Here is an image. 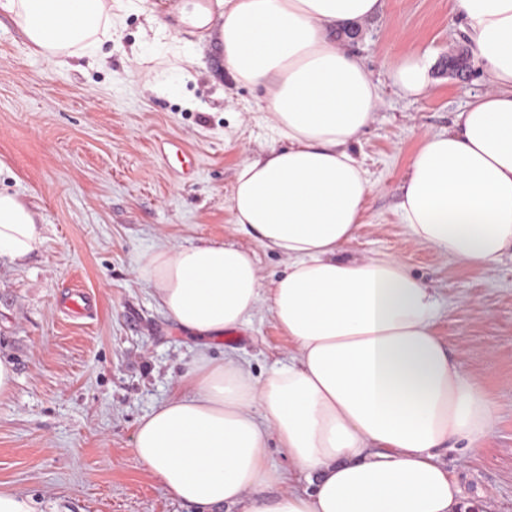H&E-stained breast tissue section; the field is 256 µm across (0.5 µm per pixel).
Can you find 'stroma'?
<instances>
[{
    "mask_svg": "<svg viewBox=\"0 0 512 512\" xmlns=\"http://www.w3.org/2000/svg\"><path fill=\"white\" fill-rule=\"evenodd\" d=\"M180 0H123L120 35L102 40L101 61L79 65L33 54L0 14V190L36 213L43 248L21 263L0 256V357L16 381L0 401V485L31 495L41 512H228L170 497L132 452L138 421L170 396L193 356L192 336L159 307L138 261L159 240L234 241V172L276 144L264 90L234 83L223 49L179 25ZM337 30L381 88L374 119L352 146L371 191L353 255L390 253L437 288L436 333L462 350L468 370L497 404L484 442L440 450L468 512H512V254L495 268L452 263L405 234L399 187L427 133L452 127L471 98L492 86L471 67L455 77L449 57L468 52L452 0H384L379 18ZM428 55L418 97L392 86L389 70ZM171 141L198 171L179 179ZM81 290L88 314L63 298ZM289 341L267 311L225 333L211 351L234 348L254 374L283 360Z\"/></svg>",
    "mask_w": 512,
    "mask_h": 512,
    "instance_id": "obj_1",
    "label": "stroma"
}]
</instances>
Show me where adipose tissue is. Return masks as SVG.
<instances>
[{"mask_svg": "<svg viewBox=\"0 0 512 512\" xmlns=\"http://www.w3.org/2000/svg\"><path fill=\"white\" fill-rule=\"evenodd\" d=\"M473 58L492 84L448 131L423 136L401 186V223L454 262L492 269L512 252V0H453ZM382 0H215L184 4L209 29L242 86L265 91L281 144L240 163L232 242L158 244L139 274L159 305L201 343L170 397L139 422L133 452L174 499L242 512H463L438 450L478 446L496 403L462 353L435 332L436 288L393 254L344 258L370 185L351 144L380 101L337 26L380 15ZM33 53L96 58L111 37L112 0H0ZM429 60L391 71L421 95ZM44 237L30 208L0 192V255L20 261ZM288 261L263 287L258 250ZM268 309L290 347L263 377L214 341ZM283 450L290 466L269 459ZM306 488H297L298 479ZM278 487L276 496L266 491Z\"/></svg>", "mask_w": 512, "mask_h": 512, "instance_id": "1", "label": "adipose tissue"}]
</instances>
